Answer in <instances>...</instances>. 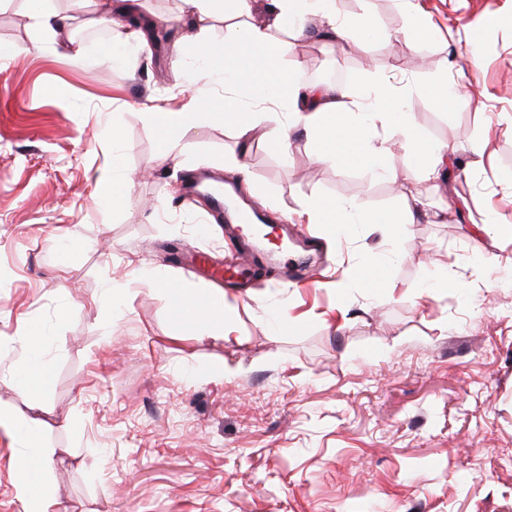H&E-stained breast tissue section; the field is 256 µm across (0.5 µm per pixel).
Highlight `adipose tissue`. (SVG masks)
<instances>
[{
    "instance_id": "1",
    "label": "adipose tissue",
    "mask_w": 512,
    "mask_h": 512,
    "mask_svg": "<svg viewBox=\"0 0 512 512\" xmlns=\"http://www.w3.org/2000/svg\"><path fill=\"white\" fill-rule=\"evenodd\" d=\"M185 2L191 14L190 30L176 46L171 63L177 68H189L197 100L210 107L211 118L234 125L239 137L245 140L260 134L278 153L287 149L291 130L300 127L311 136L316 161L346 163L354 150L361 167L377 169L391 182L415 176L440 179L451 152L444 144H427L425 134L403 112L408 88L377 79L355 98L344 87L305 86L295 78L302 63L289 59L290 47L282 39V32L304 35L312 31L330 44L349 40L360 46L373 39L389 38V31L370 17L338 22L336 0ZM219 17L230 21L232 28L223 41V52L216 54L209 50V30ZM219 87L224 89L226 98L223 110L216 111L212 108V94ZM142 117L158 131L164 151L175 157L182 149L185 134L201 115L154 104L146 108ZM385 124L418 147L419 165L401 173L389 164L386 142L378 134L379 126ZM305 211L312 224L341 226L367 221L351 204L313 196L307 199ZM42 334L40 327H32L31 340L24 348L25 359L10 373L19 393H29L32 380L46 371L39 350ZM0 429L23 448L14 461L22 512H52L54 501L46 484L32 479L29 472L31 461H38L45 470L52 463L37 441L39 421L20 419L1 407Z\"/></svg>"
}]
</instances>
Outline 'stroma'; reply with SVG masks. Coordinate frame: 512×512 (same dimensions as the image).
Wrapping results in <instances>:
<instances>
[{
    "instance_id": "1",
    "label": "stroma",
    "mask_w": 512,
    "mask_h": 512,
    "mask_svg": "<svg viewBox=\"0 0 512 512\" xmlns=\"http://www.w3.org/2000/svg\"><path fill=\"white\" fill-rule=\"evenodd\" d=\"M419 2L434 39L401 34L400 0H336L341 19L393 38L291 46L304 75L343 70L352 92L379 76L410 86L412 122L455 162L440 185L395 191L316 162L301 131L281 155L203 119L167 157L140 114L155 98L192 105L188 70L171 65L182 0H140L146 44L111 25L108 64L75 36L101 25L92 0H54L70 21L45 41L27 0H0V406L41 421L54 512H512V0ZM446 77L467 101L434 104ZM240 150L254 205L317 239L297 285L282 280L292 255L236 274L241 240L218 215L199 230L209 203L172 189L227 178ZM112 176L117 207L96 191ZM311 195L370 221L332 237L307 223ZM413 195L446 216L389 232L383 217ZM382 252L393 262L371 266ZM143 268L159 284L137 280ZM170 284L223 303L227 336L175 321ZM33 325L50 369L24 396L7 376Z\"/></svg>"
}]
</instances>
